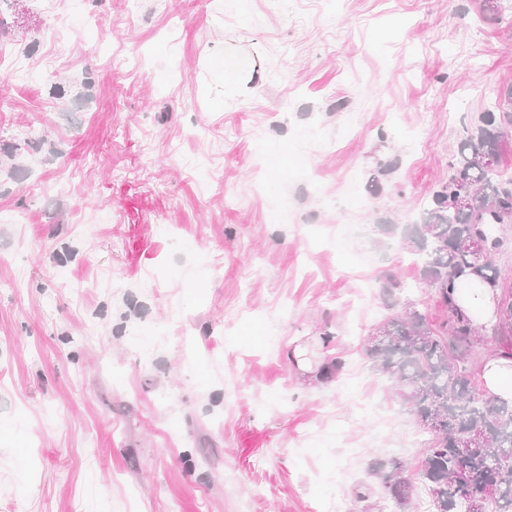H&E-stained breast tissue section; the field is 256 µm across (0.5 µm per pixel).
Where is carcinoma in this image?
I'll return each mask as SVG.
<instances>
[{
	"mask_svg": "<svg viewBox=\"0 0 512 512\" xmlns=\"http://www.w3.org/2000/svg\"><path fill=\"white\" fill-rule=\"evenodd\" d=\"M512 133V99L484 112L479 124L453 149L455 173L433 193L423 222L407 240L422 279L437 295L447 319L440 328L411 304L384 320L385 333L368 340L367 351L399 387L402 401L430 438L420 477L433 512H512V406L478 389L475 376L495 357H512V287L493 261L505 241L493 225L512 224V178L497 169L499 145ZM470 195L475 204L459 205ZM480 237L487 255L469 247ZM498 289V316L476 324L454 303L464 281ZM385 497L398 506L415 485L397 459L373 467Z\"/></svg>",
	"mask_w": 512,
	"mask_h": 512,
	"instance_id": "obj_1",
	"label": "carcinoma"
}]
</instances>
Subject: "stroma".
I'll list each match as a JSON object with an SVG mask.
<instances>
[{
	"label": "stroma",
	"instance_id": "obj_1",
	"mask_svg": "<svg viewBox=\"0 0 512 512\" xmlns=\"http://www.w3.org/2000/svg\"><path fill=\"white\" fill-rule=\"evenodd\" d=\"M482 2L84 0L53 47L15 0L0 512H394L372 465L417 475L423 430L366 343L387 273L445 319L404 242L512 95V0ZM297 346L342 367L308 385ZM261 79V74L257 71V67L246 74H231L225 76V89L233 92L236 96L249 97L252 95L255 85Z\"/></svg>",
	"mask_w": 512,
	"mask_h": 512
}]
</instances>
